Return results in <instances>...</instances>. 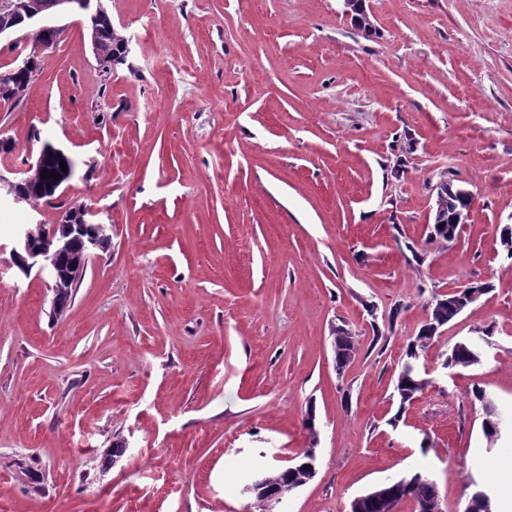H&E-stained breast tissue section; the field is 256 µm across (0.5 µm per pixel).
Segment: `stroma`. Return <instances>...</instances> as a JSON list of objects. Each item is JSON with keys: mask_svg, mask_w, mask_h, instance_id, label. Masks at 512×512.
Instances as JSON below:
<instances>
[{"mask_svg": "<svg viewBox=\"0 0 512 512\" xmlns=\"http://www.w3.org/2000/svg\"><path fill=\"white\" fill-rule=\"evenodd\" d=\"M105 6L125 64L104 74L66 15L0 109V176L47 143L77 164L55 201L0 196V512H254L246 478L312 443L286 512H348L414 470L443 512L481 488L512 512V433L489 442L472 394L512 415V0H366L369 32L339 0ZM443 180L471 218L429 245ZM79 205L111 245L56 316L10 251ZM468 283L492 289L422 354L430 384L398 415L407 343ZM336 325L357 347L341 372ZM486 329L480 364L443 369Z\"/></svg>", "mask_w": 512, "mask_h": 512, "instance_id": "35a3bbf8", "label": "stroma"}]
</instances>
